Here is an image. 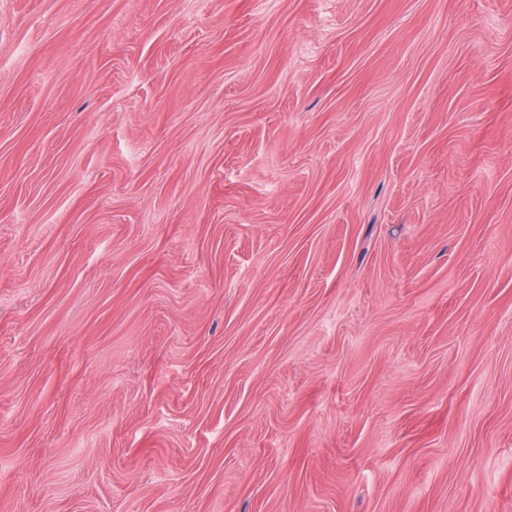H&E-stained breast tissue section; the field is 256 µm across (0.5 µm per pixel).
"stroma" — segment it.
<instances>
[{
    "label": "stroma",
    "instance_id": "stroma-1",
    "mask_svg": "<svg viewBox=\"0 0 512 512\" xmlns=\"http://www.w3.org/2000/svg\"><path fill=\"white\" fill-rule=\"evenodd\" d=\"M0 512H512V0H0Z\"/></svg>",
    "mask_w": 512,
    "mask_h": 512
}]
</instances>
